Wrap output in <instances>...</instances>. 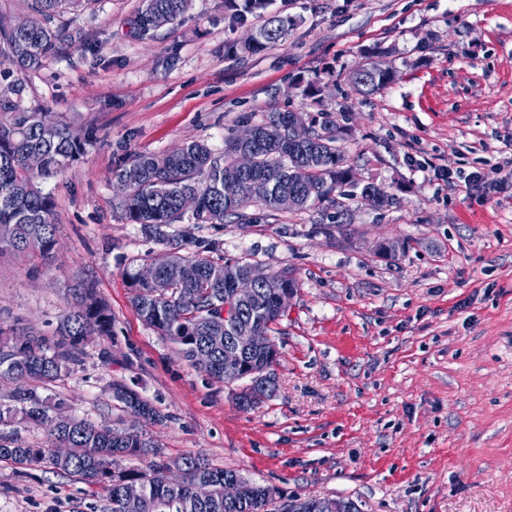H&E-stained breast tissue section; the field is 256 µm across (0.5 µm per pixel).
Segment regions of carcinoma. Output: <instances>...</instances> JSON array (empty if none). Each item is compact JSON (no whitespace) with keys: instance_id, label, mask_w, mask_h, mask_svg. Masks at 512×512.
I'll return each instance as SVG.
<instances>
[{"instance_id":"1","label":"carcinoma","mask_w":512,"mask_h":512,"mask_svg":"<svg viewBox=\"0 0 512 512\" xmlns=\"http://www.w3.org/2000/svg\"><path fill=\"white\" fill-rule=\"evenodd\" d=\"M89 0H28L27 8L42 15L41 27L14 30L0 23V56L9 67L0 70V255L6 251L30 250L49 256L57 245L58 224L51 193L40 181L64 173L84 152L92 132L74 139L67 124L54 119L44 105L24 104V79L27 72L63 54L80 39V33L55 18L65 10H75ZM191 0H142L135 20L139 34L178 21L190 8ZM294 20L271 15L254 39L245 44L256 51L275 44L288 35ZM391 71L369 57L350 76L355 91L370 95L391 81ZM294 112L270 111L256 122L271 127V134L255 146V162L248 173L235 167L239 145L235 132L224 138V154L215 155L203 142L185 143L179 153H138L112 171V184L119 194L122 217L162 245L146 264L165 278L170 267L181 265L186 278L158 288L138 279L137 268L125 272L132 287V304L143 322L159 335L179 346L186 361L226 384L242 383L240 391L253 389L262 374V355L246 353L247 368L224 371V340L232 331L224 330V305H235L220 271L243 270L254 263L249 257L219 262L204 252L182 254L192 243L191 228H169L184 219L181 199L195 198L194 224H222L224 218L249 224L255 207L277 213V195L282 190L299 193L296 212L320 210L333 224L348 215L357 193L377 195L376 207L386 208L392 198L372 183L358 188L350 179L351 166L339 145L343 128L332 112L311 117L313 139L296 148L280 135ZM44 157L39 170H31L27 155ZM279 319L275 289L260 288L254 303L237 308L236 322L273 332ZM112 312L99 298L91 281L75 289V306L65 313L58 336L53 339L34 335H13L0 328V379L15 373L26 375L36 385L23 391L12 390L8 403H0V425L20 420L41 425L49 419L57 427L49 431V444H30L0 434V461L18 467H38L46 473L66 475L89 487L101 489L106 497V512H125L123 491L127 484L142 486L140 512H268L272 491L255 484L234 469L212 467L201 456L188 455L172 461L158 457L157 445L137 427L108 426L68 411L65 400L50 401L46 390L63 374L81 363L85 339L109 336ZM112 401L119 411H138L146 422H161L164 416L141 394L122 381L112 382ZM56 448H68L66 456ZM122 459L138 465L123 468ZM182 468L187 476L182 485L168 484L166 473ZM236 479L245 487L238 500L224 499V480Z\"/></svg>"}]
</instances>
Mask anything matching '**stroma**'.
Wrapping results in <instances>:
<instances>
[{"label": "stroma", "mask_w": 512, "mask_h": 512, "mask_svg": "<svg viewBox=\"0 0 512 512\" xmlns=\"http://www.w3.org/2000/svg\"><path fill=\"white\" fill-rule=\"evenodd\" d=\"M140 6L90 0L62 15L82 43L30 72L23 92L94 135L43 184L59 224L52 257L0 256V325L54 336L82 276L114 319L50 395L114 424L113 381L135 386L164 417L143 426L164 457L204 456L279 501L512 512V175L469 191L437 174H489L512 155V0H271L268 13L296 24L254 53L241 46L262 19L245 0H192L148 37L132 29ZM371 55L393 79L362 96L348 77ZM318 76L326 88L308 95ZM271 110L335 113L356 177L394 201L355 203L337 229L314 210H258L250 224L196 230L187 252L249 256L299 282L274 326L278 391L245 411L232 386L137 315L125 271L157 244L121 219L112 171L188 140L222 153L229 129ZM395 238L408 240L405 254L378 256ZM104 506L74 478L0 461V512Z\"/></svg>", "instance_id": "stroma-1"}]
</instances>
